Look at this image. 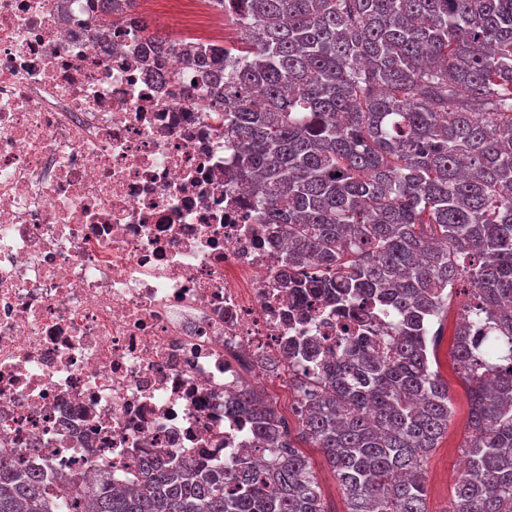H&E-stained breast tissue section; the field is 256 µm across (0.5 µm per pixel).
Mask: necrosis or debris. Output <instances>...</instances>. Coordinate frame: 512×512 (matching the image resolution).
Listing matches in <instances>:
<instances>
[{
    "mask_svg": "<svg viewBox=\"0 0 512 512\" xmlns=\"http://www.w3.org/2000/svg\"><path fill=\"white\" fill-rule=\"evenodd\" d=\"M98 34L92 0H0V446L131 489L134 455L253 447L232 396L342 323L294 306L205 79L152 76L132 24Z\"/></svg>",
    "mask_w": 512,
    "mask_h": 512,
    "instance_id": "4bbe7bcc",
    "label": "necrosis or debris"
}]
</instances>
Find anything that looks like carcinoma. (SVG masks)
<instances>
[{
	"label": "carcinoma",
	"instance_id": "1",
	"mask_svg": "<svg viewBox=\"0 0 512 512\" xmlns=\"http://www.w3.org/2000/svg\"><path fill=\"white\" fill-rule=\"evenodd\" d=\"M112 41L127 0H95ZM231 47L150 36L213 89L284 276L352 323L336 351L302 336L296 428L245 383L238 412L271 457L215 468L137 459L138 488L48 483L0 447V512H327L300 444L323 450L346 512H428L424 462L448 432L429 347L469 285L453 346L470 413L448 512H512V0H211ZM397 318L373 335L372 310Z\"/></svg>",
	"mask_w": 512,
	"mask_h": 512
}]
</instances>
